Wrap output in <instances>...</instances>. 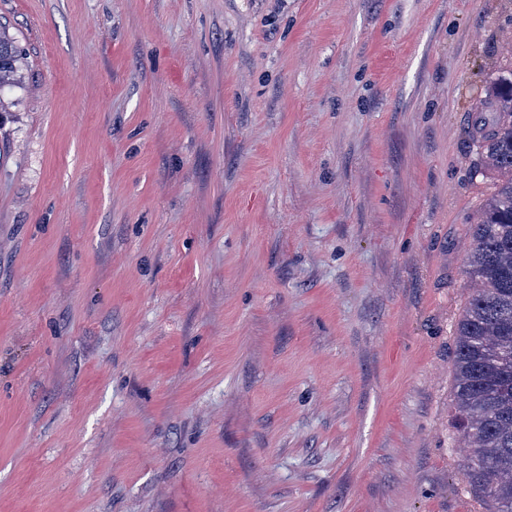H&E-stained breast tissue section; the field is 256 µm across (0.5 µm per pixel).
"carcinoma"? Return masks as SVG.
<instances>
[{
  "mask_svg": "<svg viewBox=\"0 0 512 512\" xmlns=\"http://www.w3.org/2000/svg\"><path fill=\"white\" fill-rule=\"evenodd\" d=\"M21 56L1 29L0 91L20 82ZM476 106V172L500 180L471 227L467 274L478 288L456 323L453 418L469 443V485L494 512H512V70L491 76Z\"/></svg>",
  "mask_w": 512,
  "mask_h": 512,
  "instance_id": "carcinoma-1",
  "label": "carcinoma"
}]
</instances>
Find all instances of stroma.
Here are the masks:
<instances>
[{"label": "stroma", "instance_id": "35a3bbf8", "mask_svg": "<svg viewBox=\"0 0 512 512\" xmlns=\"http://www.w3.org/2000/svg\"><path fill=\"white\" fill-rule=\"evenodd\" d=\"M0 25V512H490L453 358L512 0ZM6 28L0 31V91L5 87L16 86L21 80L19 63L22 53Z\"/></svg>", "mask_w": 512, "mask_h": 512}]
</instances>
